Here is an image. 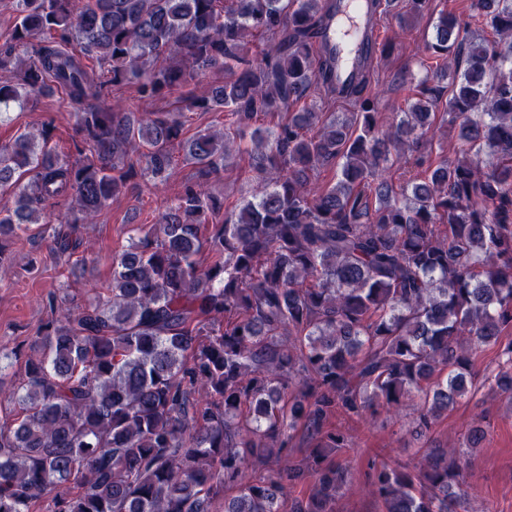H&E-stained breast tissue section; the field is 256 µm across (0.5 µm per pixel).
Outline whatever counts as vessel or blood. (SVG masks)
<instances>
[{"label": "vessel or blood", "mask_w": 512, "mask_h": 512, "mask_svg": "<svg viewBox=\"0 0 512 512\" xmlns=\"http://www.w3.org/2000/svg\"><path fill=\"white\" fill-rule=\"evenodd\" d=\"M380 10L373 0H336V15L328 35L336 47V76L346 79L369 51L365 37L375 34Z\"/></svg>", "instance_id": "vessel-or-blood-1"}]
</instances>
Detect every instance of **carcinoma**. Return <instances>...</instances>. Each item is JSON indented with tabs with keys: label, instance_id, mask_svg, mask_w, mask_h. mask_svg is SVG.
<instances>
[{
	"label": "carcinoma",
	"instance_id": "carcinoma-1",
	"mask_svg": "<svg viewBox=\"0 0 512 512\" xmlns=\"http://www.w3.org/2000/svg\"><path fill=\"white\" fill-rule=\"evenodd\" d=\"M471 9L465 23L439 15L423 48L433 75L385 132L372 60L336 86V47L321 39L336 0H15L0 120L54 85L77 106L80 158L55 152L49 124L0 144L13 196L0 239L51 223L47 206L62 201L65 223L93 222L134 175L131 153L159 182L184 143L201 178L246 154L259 185L205 234L224 203L185 183L118 257L107 297L51 295L14 392L19 417L0 425V512L44 496L51 512H214L220 500L223 512H336L356 472L335 419L416 397L421 438L473 390L512 395V0ZM472 21L507 49L462 36ZM217 66L224 84L185 109L224 110V131L186 140L180 111L133 120L118 99L100 104L109 85L156 99ZM450 70L444 102L432 80ZM338 102L356 111H331ZM440 107L459 131L453 158L422 153ZM268 114L280 117L270 135L237 143L231 129ZM407 152L425 175L396 189L384 172ZM328 164L336 183L322 187ZM79 247L54 229L56 255ZM488 349L495 365L477 382ZM484 438L478 422L462 448L369 459L381 512H460ZM255 466L267 475L247 478ZM303 481L309 493L287 498Z\"/></svg>",
	"mask_w": 512,
	"mask_h": 512
}]
</instances>
